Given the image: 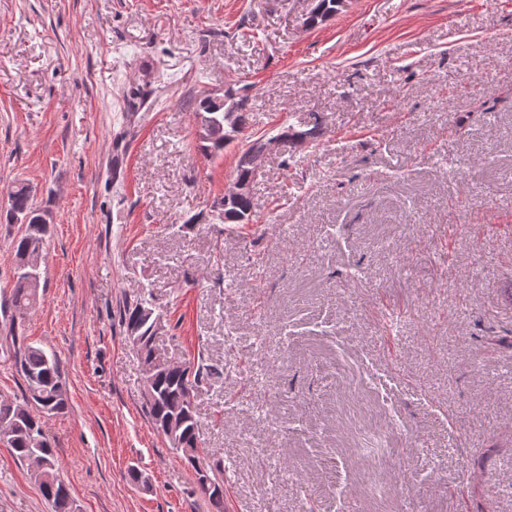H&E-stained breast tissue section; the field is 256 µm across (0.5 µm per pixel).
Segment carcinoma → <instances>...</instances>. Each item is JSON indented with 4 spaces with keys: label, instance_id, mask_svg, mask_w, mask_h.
Wrapping results in <instances>:
<instances>
[{
    "label": "carcinoma",
    "instance_id": "obj_1",
    "mask_svg": "<svg viewBox=\"0 0 512 512\" xmlns=\"http://www.w3.org/2000/svg\"><path fill=\"white\" fill-rule=\"evenodd\" d=\"M342 0H312L308 28L313 29L331 17L341 6ZM249 88H229L224 96L215 98L204 94L196 102L195 123L208 126L213 122H224V113H234L236 131H242L248 123L250 109ZM201 151L207 156L224 152L229 141L197 136ZM262 138L258 137L243 149L237 159L235 180L248 181L253 178L252 157L259 148ZM226 224H245L252 218L253 199L249 194L234 198L221 197L213 203ZM28 218L30 232L15 238L12 242L16 263L35 252L43 253L48 225L39 223L42 209L33 200L28 185L18 183L8 192L6 221L14 224ZM41 282L29 284L20 280L14 282L9 293L0 297V309H33L39 301ZM148 302L143 298L123 307L122 323L126 331L133 333L129 340L138 346L140 360L150 363L154 360L149 335L151 323L143 312ZM5 338L11 341L14 366L25 383L23 402L0 399V425L6 424L8 449L17 461L33 468V476L44 499L51 505L52 512H75V505L69 490L61 477V467L51 441L46 434L41 418L32 409L41 412H60L68 404V390L59 358L46 352L42 347L28 343L23 338L22 323L10 321L4 326ZM203 372L192 370L191 366L179 362H167L166 367L155 376L151 394L144 396V410L156 430L167 435L165 425L175 419L182 424L180 433L182 447L176 449L181 458L191 466L196 463L200 452L201 435L195 405L191 402L192 389L201 380ZM200 489L215 507V512H224V463L217 459L207 463L206 475L199 479Z\"/></svg>",
    "mask_w": 512,
    "mask_h": 512
}]
</instances>
